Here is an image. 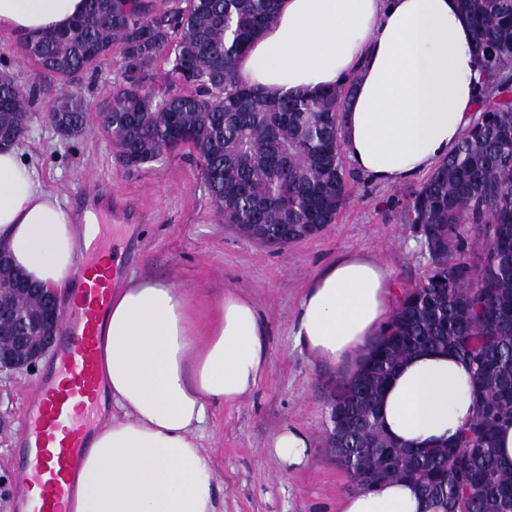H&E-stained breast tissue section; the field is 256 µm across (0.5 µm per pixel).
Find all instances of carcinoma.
Here are the masks:
<instances>
[{"mask_svg":"<svg viewBox=\"0 0 512 512\" xmlns=\"http://www.w3.org/2000/svg\"><path fill=\"white\" fill-rule=\"evenodd\" d=\"M70 30L26 34L22 49L65 87L112 60L120 76L97 122L128 167L176 150L198 159L224 223L285 246L332 224L346 203L340 112L353 84L316 96H274L236 78L249 43L277 18L278 0H86ZM484 75L485 121L412 194L406 209L429 274L399 300L361 371L331 394L327 440L359 487L414 483L432 512H512V470L495 437L512 424V0H461ZM183 87L147 95L159 61ZM35 89L0 72V149L33 119ZM47 118L63 137L89 123L65 91ZM450 350L470 368L474 417L447 447L412 454L383 431L378 406L396 368L413 354Z\"/></svg>","mask_w":512,"mask_h":512,"instance_id":"cac0c4a2","label":"carcinoma"}]
</instances>
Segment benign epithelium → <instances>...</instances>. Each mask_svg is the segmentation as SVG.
Returning <instances> with one entry per match:
<instances>
[{"label":"benign epithelium","instance_id":"7a95c632","mask_svg":"<svg viewBox=\"0 0 512 512\" xmlns=\"http://www.w3.org/2000/svg\"><path fill=\"white\" fill-rule=\"evenodd\" d=\"M36 305L20 306L19 294ZM64 311L55 297L19 279L0 289V372L31 369L52 350Z\"/></svg>","mask_w":512,"mask_h":512}]
</instances>
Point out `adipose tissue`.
<instances>
[{"mask_svg": "<svg viewBox=\"0 0 512 512\" xmlns=\"http://www.w3.org/2000/svg\"><path fill=\"white\" fill-rule=\"evenodd\" d=\"M85 0H0V33L67 27ZM239 78L269 94L315 95L354 80L343 111L346 156L391 187L432 171L478 116L483 75L459 0H279ZM0 245L32 281L57 292L88 246L19 148L0 150ZM397 304L386 268L353 251L314 274L292 334L314 359L357 373ZM105 390L120 417L90 437L69 512H220L199 431L210 405L249 396L270 364L255 304L225 294L208 318L171 284L127 278L100 327ZM471 375L449 351L411 356L380 404L385 432L415 449L452 442L472 419ZM340 512H428L416 486L386 482Z\"/></svg>", "mask_w": 512, "mask_h": 512, "instance_id": "1", "label": "adipose tissue"}]
</instances>
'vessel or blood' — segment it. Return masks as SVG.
Returning a JSON list of instances; mask_svg holds the SVG:
<instances>
[{
  "label": "vessel or blood",
  "mask_w": 512,
  "mask_h": 512,
  "mask_svg": "<svg viewBox=\"0 0 512 512\" xmlns=\"http://www.w3.org/2000/svg\"><path fill=\"white\" fill-rule=\"evenodd\" d=\"M112 207V190L92 181L78 195L74 222L90 229V216ZM80 287L64 313L51 371L37 387L20 431L28 467L18 485L20 512H67L71 479L92 432L103 423L95 414L103 380L99 328L120 268L111 247L92 237L75 272Z\"/></svg>",
  "instance_id": "obj_1"
}]
</instances>
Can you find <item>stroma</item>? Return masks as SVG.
I'll return each instance as SVG.
<instances>
[{
    "label": "stroma",
    "instance_id": "stroma-1",
    "mask_svg": "<svg viewBox=\"0 0 512 512\" xmlns=\"http://www.w3.org/2000/svg\"><path fill=\"white\" fill-rule=\"evenodd\" d=\"M120 60L113 55L110 65L73 85L88 113L108 105ZM1 71L24 85L42 81L17 35L0 34ZM58 90L53 83L40 94L37 118L19 144L43 185L67 206L87 180L109 184L131 219L102 210L97 220L113 245L126 252V276L166 281L205 312L225 293L245 295L267 324L268 372L249 397L212 406L201 428L222 512H340L341 501L356 490L326 435L328 397L342 374L301 351L292 325L312 275L344 252L372 254L388 268L401 294L426 277L429 259L406 222L408 200L421 179L379 187L347 169V201L335 223L284 247L268 245L217 214L200 170L186 152L129 168L97 123H90L76 140L58 134L45 118ZM50 363L46 357L32 371L0 374V409L11 417L10 431L0 438V512H17L19 430L27 402ZM288 425L313 439L308 462L297 468L284 467L270 448Z\"/></svg>",
    "mask_w": 512,
    "mask_h": 512
}]
</instances>
